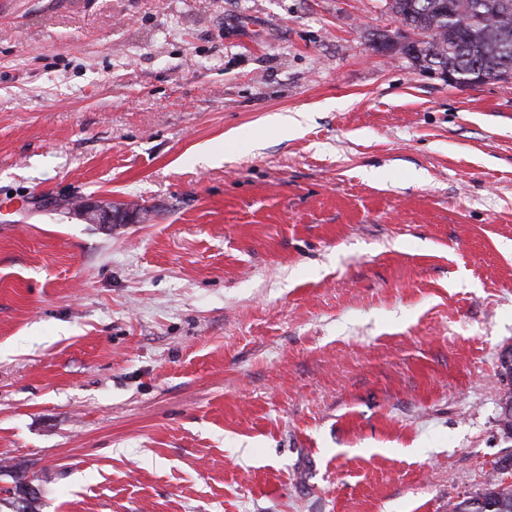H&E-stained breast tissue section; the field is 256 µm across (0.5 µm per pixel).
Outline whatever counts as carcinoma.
<instances>
[{
	"label": "carcinoma",
	"mask_w": 512,
	"mask_h": 512,
	"mask_svg": "<svg viewBox=\"0 0 512 512\" xmlns=\"http://www.w3.org/2000/svg\"><path fill=\"white\" fill-rule=\"evenodd\" d=\"M388 10L422 36L412 64L426 71L451 70L464 81L483 74L512 82V0H390ZM512 512V482L492 471L482 491L448 504L449 512Z\"/></svg>",
	"instance_id": "cac0c4a2"
}]
</instances>
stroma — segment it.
<instances>
[{
  "mask_svg": "<svg viewBox=\"0 0 512 512\" xmlns=\"http://www.w3.org/2000/svg\"><path fill=\"white\" fill-rule=\"evenodd\" d=\"M402 31L386 0H0V512L16 468L40 512L481 491L512 83L429 77ZM134 210L124 206L115 211L112 204L97 199H89L78 208L79 216L88 224H122Z\"/></svg>",
  "mask_w": 512,
  "mask_h": 512,
  "instance_id": "obj_1",
  "label": "stroma"
}]
</instances>
